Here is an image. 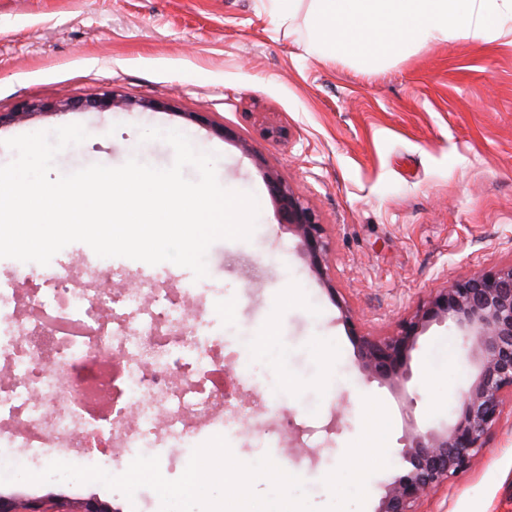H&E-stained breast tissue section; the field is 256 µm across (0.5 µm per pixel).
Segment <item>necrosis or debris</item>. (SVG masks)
<instances>
[{
  "label": "necrosis or debris",
  "instance_id": "necrosis-or-debris-1",
  "mask_svg": "<svg viewBox=\"0 0 512 512\" xmlns=\"http://www.w3.org/2000/svg\"><path fill=\"white\" fill-rule=\"evenodd\" d=\"M27 288L0 283V447H88L112 442L114 458L163 450L178 462L198 426L239 422L236 401L219 400L222 360L201 317L187 319L180 298L122 266L46 265L39 279L14 269ZM124 363L105 364L112 355ZM110 402L89 416L94 399Z\"/></svg>",
  "mask_w": 512,
  "mask_h": 512
}]
</instances>
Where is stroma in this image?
Instances as JSON below:
<instances>
[{
  "label": "stroma",
  "instance_id": "obj_1",
  "mask_svg": "<svg viewBox=\"0 0 512 512\" xmlns=\"http://www.w3.org/2000/svg\"><path fill=\"white\" fill-rule=\"evenodd\" d=\"M306 17L302 9L281 23L269 0H0V165L13 158L4 140L78 123L88 137L57 156L54 174L132 156L167 168L173 148L142 141L140 131L176 129L216 154L221 186L256 195L251 239L213 243L202 279L170 262L118 263L167 288L192 286L200 300L222 297L214 313L224 353L265 400L231 451L245 463L287 462L322 508L331 501L324 477L362 432L364 397L385 401L395 448L405 396L417 399L419 427L448 421L473 369L448 322L420 336L405 390L366 378L300 237L280 222L267 177L280 174L314 209L327 228L330 277L368 332L390 334L432 289L512 263V38L432 42L367 72L350 58L311 54ZM110 92L136 107L9 117L24 101ZM151 101L160 109H148ZM219 126L231 136L217 135ZM286 287L288 303L279 297ZM271 329L276 349L254 357L251 346ZM426 365L453 387L446 402L433 404L439 391L424 385ZM284 374L292 388L279 386ZM280 416L290 421L283 435ZM263 429L272 433L265 448L251 447V431ZM0 498L46 512L160 508L149 488L129 499L98 483L14 482L0 485ZM422 508L512 512V405L475 467Z\"/></svg>",
  "mask_w": 512,
  "mask_h": 512
}]
</instances>
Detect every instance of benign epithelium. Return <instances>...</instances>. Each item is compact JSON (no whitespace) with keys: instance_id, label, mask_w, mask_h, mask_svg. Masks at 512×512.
<instances>
[{"instance_id":"obj_1","label":"benign epithelium","mask_w":512,"mask_h":512,"mask_svg":"<svg viewBox=\"0 0 512 512\" xmlns=\"http://www.w3.org/2000/svg\"><path fill=\"white\" fill-rule=\"evenodd\" d=\"M100 102L26 103L19 112L48 109L82 111ZM282 223L301 238L314 271L328 284L357 347L361 370L394 388L405 389L412 377L411 352L434 323L452 322L470 344L474 380L463 392L457 417L438 427L420 429L417 399L406 397L407 426L396 456L402 469L385 486L376 512H420L424 498L448 486L456 475L473 468L490 432L498 425L506 400H512V264L457 279L432 291L427 300L403 317L389 336L361 330L349 302L328 277L330 246L326 227L303 199L282 179L268 178Z\"/></svg>"}]
</instances>
